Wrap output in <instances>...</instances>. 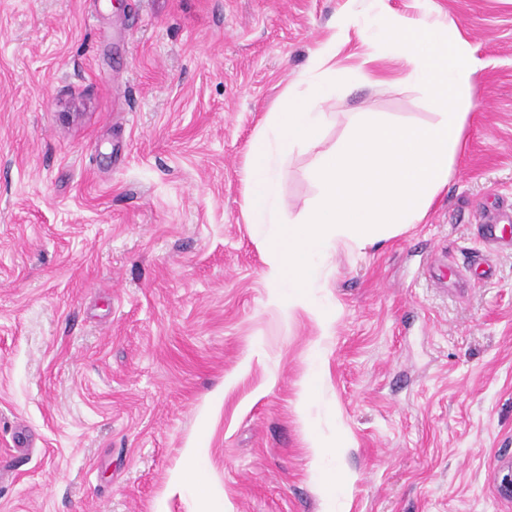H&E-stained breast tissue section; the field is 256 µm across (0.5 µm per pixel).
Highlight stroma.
<instances>
[{"instance_id":"35a3bbf8","label":"stroma","mask_w":512,"mask_h":512,"mask_svg":"<svg viewBox=\"0 0 512 512\" xmlns=\"http://www.w3.org/2000/svg\"><path fill=\"white\" fill-rule=\"evenodd\" d=\"M342 14L324 147L355 112L435 118L369 83L379 15L457 26L485 67L425 219L332 252L322 317L287 318L245 170ZM312 160L283 164L286 215ZM489 222L512 225V0H0V512H512V251L457 285Z\"/></svg>"}]
</instances>
